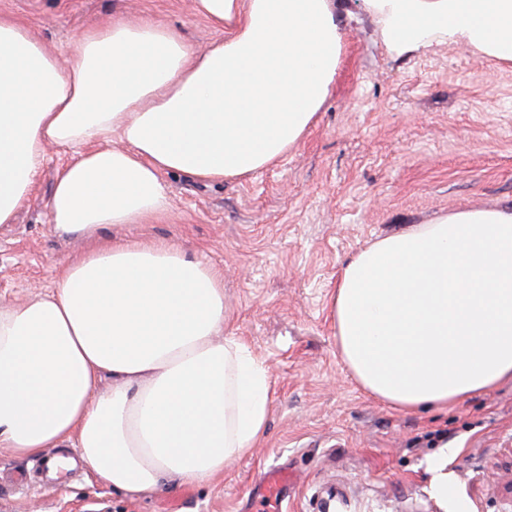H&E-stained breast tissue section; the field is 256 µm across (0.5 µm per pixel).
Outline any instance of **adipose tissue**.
Here are the masks:
<instances>
[{
  "label": "adipose tissue",
  "mask_w": 512,
  "mask_h": 512,
  "mask_svg": "<svg viewBox=\"0 0 512 512\" xmlns=\"http://www.w3.org/2000/svg\"><path fill=\"white\" fill-rule=\"evenodd\" d=\"M194 4L224 33L205 51L118 13L79 35L64 65L0 15V224L51 145L72 155L46 202L51 225L97 238L165 213V175L220 182L297 144L341 53L331 0ZM366 4L392 53L450 34L512 62V0ZM331 317L356 381L392 408L456 403L512 380V207L377 239L343 267ZM272 396L265 361L224 333L220 272L171 245L98 240L57 268L48 291L0 306V447L77 449L132 499L222 474L266 437Z\"/></svg>",
  "instance_id": "ef3b65f1"
}]
</instances>
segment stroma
Wrapping results in <instances>:
<instances>
[{"label": "stroma", "instance_id": "stroma-1", "mask_svg": "<svg viewBox=\"0 0 512 512\" xmlns=\"http://www.w3.org/2000/svg\"><path fill=\"white\" fill-rule=\"evenodd\" d=\"M344 32L330 96L298 144L251 175L213 183L166 178L170 208L103 239L163 242L224 273V333L269 366L267 437L222 476L130 499L89 469L58 484L5 482L37 457L0 448V512H256L270 469L299 481L282 512H321L315 494L343 493L335 512H454L422 465L442 445L468 512H512V381L448 410L399 412L351 378L329 300L343 265L379 237L464 209L512 205V63L448 36L398 57L364 0H333ZM122 10L176 28L195 50L222 33L193 0H0L59 59L85 30ZM46 160L15 223L0 224V305L45 292L90 241L54 233L45 208L59 165Z\"/></svg>", "mask_w": 512, "mask_h": 512}]
</instances>
